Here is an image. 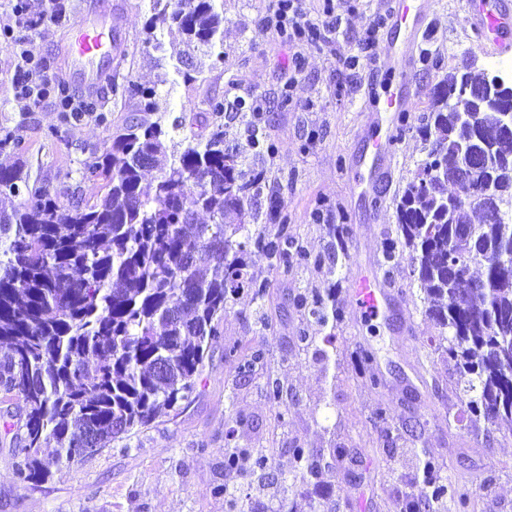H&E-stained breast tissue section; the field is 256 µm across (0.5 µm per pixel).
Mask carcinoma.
I'll return each instance as SVG.
<instances>
[{"mask_svg": "<svg viewBox=\"0 0 512 512\" xmlns=\"http://www.w3.org/2000/svg\"><path fill=\"white\" fill-rule=\"evenodd\" d=\"M213 2L171 0V12L160 17L210 48L223 22ZM463 76L474 88L484 83L479 70L456 69L440 81L419 129L425 157L397 204V237L384 240L382 253L392 268L398 246L412 252L411 276L441 327L448 361L464 379L461 402L471 421L512 430V208L488 216L485 184L473 187L466 205L448 207V186L463 166L484 159L491 141L500 145L496 160L503 163L497 188L512 203V166L504 165L512 161V135L480 121L472 128L461 123L474 107L459 94ZM122 94L138 111H154V90L129 79ZM209 111L213 123L172 153L160 121L125 123L81 170L84 182L104 181L106 192L93 204L63 206L41 185L0 209V391L23 402V432L16 434L21 482L41 483L46 457L81 460L88 449L127 438L190 398L229 299L245 289L266 294L267 281L248 273L247 247L284 270L297 257L311 259L284 233L288 216L274 202L264 224L281 225L275 233L225 222L231 214L258 222L249 206L266 176L224 148V102L209 101ZM463 134L473 149L469 157L456 148ZM441 146L447 154L433 176L431 158ZM145 157L157 168L150 193L141 186ZM425 179L439 189H419ZM21 182H27L22 169L0 167V195H17ZM471 210L479 223H471ZM201 212L210 223H196ZM372 362L365 350L352 356L357 375ZM293 453V482L310 484L321 460L303 448ZM266 465V456L246 448L224 455L229 469ZM422 471L431 499L409 500L403 512H424L430 500L444 498L455 512H467L468 491L437 481L434 459L423 460Z\"/></svg>", "mask_w": 512, "mask_h": 512, "instance_id": "carcinoma-1", "label": "carcinoma"}]
</instances>
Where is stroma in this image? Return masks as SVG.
<instances>
[{
    "mask_svg": "<svg viewBox=\"0 0 512 512\" xmlns=\"http://www.w3.org/2000/svg\"><path fill=\"white\" fill-rule=\"evenodd\" d=\"M90 2L65 0V20L29 38L33 55L57 79L67 69L70 21ZM107 2L113 24L127 37L114 82L130 78L154 88L165 123L206 111L213 98L256 102L259 115L224 121L228 145L240 144V130L253 120L272 147L253 161L267 177L253 209L265 213L269 198H276L288 215L289 235L322 262H296L283 272L267 254L251 250L249 271L268 281L266 294L243 292L229 301L189 402L162 421L81 461L50 465L48 478L33 487L18 480L13 436L0 430V512H224L219 485L236 497L240 512L256 506L277 512L304 493L334 504L336 512H403L404 499L431 495L418 471L423 454L439 463L442 481L468 488V512H512V432L469 422L458 376L437 349L440 328L410 275L408 249L389 271L382 257L384 239L396 234V204L424 156L418 128L439 81L466 60L484 65L491 56L473 37L463 0H432L415 108L388 164L381 199L371 207L357 201L356 157L367 136L371 74L391 30L379 29L370 49L362 40L373 16L383 13V0H304L310 17H323L330 7L347 17L330 45L289 42L266 29L270 0H215L224 18L219 65L176 31L147 29L164 0ZM13 67L0 41V132L23 143L21 152L0 153V164H19L30 184L56 188L60 204L78 197L95 202L103 188L81 182L79 171L135 115V102L111 92L98 111L64 124L54 100L30 110L15 98ZM52 127L57 137H47ZM360 276L388 285V308L378 319L351 304ZM328 289L342 318L322 324L309 305ZM254 346L264 348L266 361L243 371ZM363 349L375 357L378 384L353 373L351 356ZM270 377L283 387L278 408L265 397ZM381 405L387 418L377 414ZM334 447L345 451L342 464L308 487L290 484L294 449L323 455ZM228 448L253 449L267 455L268 464L252 475L225 468Z\"/></svg>",
    "mask_w": 512,
    "mask_h": 512,
    "instance_id": "1",
    "label": "stroma"
}]
</instances>
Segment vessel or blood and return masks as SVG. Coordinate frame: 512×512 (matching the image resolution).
Masks as SVG:
<instances>
[{
  "instance_id": "1",
  "label": "vessel or blood",
  "mask_w": 512,
  "mask_h": 512,
  "mask_svg": "<svg viewBox=\"0 0 512 512\" xmlns=\"http://www.w3.org/2000/svg\"><path fill=\"white\" fill-rule=\"evenodd\" d=\"M465 9L475 37L488 32L496 34L497 51L512 52V27L506 25L507 20H512V0H465ZM385 13L394 26L402 29L403 47L398 53L384 52L380 71L388 75L389 82L380 102L367 106L370 143L380 160L371 169L364 190L369 198L377 195L386 177L383 163L394 154L403 134L404 117L414 106L417 51L426 22L425 11L411 10L407 0H385ZM70 31L66 79L90 95H99L103 80L122 59L126 39L113 27L111 14L95 11L77 17ZM351 299L366 317L373 318L385 311V293L369 279L356 283Z\"/></svg>"
}]
</instances>
